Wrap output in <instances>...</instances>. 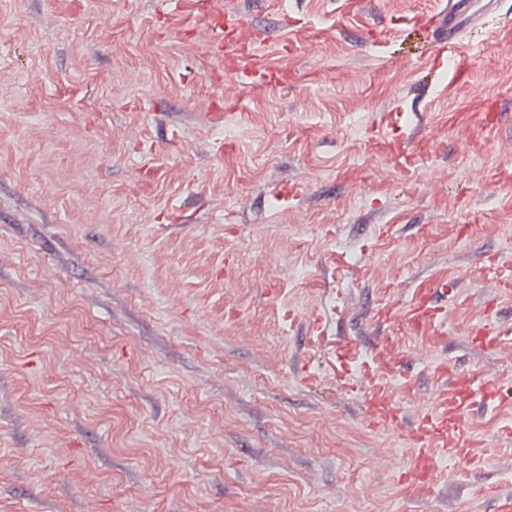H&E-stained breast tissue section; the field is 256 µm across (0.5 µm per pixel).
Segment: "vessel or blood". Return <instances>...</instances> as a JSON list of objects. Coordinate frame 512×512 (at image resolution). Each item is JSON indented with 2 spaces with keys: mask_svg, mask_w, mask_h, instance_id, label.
I'll use <instances>...</instances> for the list:
<instances>
[{
  "mask_svg": "<svg viewBox=\"0 0 512 512\" xmlns=\"http://www.w3.org/2000/svg\"><path fill=\"white\" fill-rule=\"evenodd\" d=\"M484 0H453L448 13V39L456 41L460 26L474 22ZM164 15L181 19L190 29L204 28L212 36L217 63L215 72L246 85H257L269 79L287 78V70L260 67L256 58L262 47H279L288 40L287 25L275 30H261L246 18H230L216 0H166ZM484 268L499 276V294H512V257L488 253L481 257ZM455 283L430 278L410 285L408 300L400 309L379 310L381 320L398 321L406 331L424 342H439L448 311L436 303L437 295L454 296ZM471 344L492 351L501 350L506 338L503 331L489 324L473 326ZM405 357L391 337H380L371 361L362 362L356 381L347 382L361 405L368 425L373 429H403L400 408L391 393L375 383L376 376H401ZM434 374L441 380L434 407L421 414L419 424L409 432L410 463L402 480L419 492L431 491L440 458L448 457L463 464L473 463L478 446L473 437L469 415L475 405L502 397L499 379L478 372L457 370L454 365L440 363Z\"/></svg>",
  "mask_w": 512,
  "mask_h": 512,
  "instance_id": "b4317fda",
  "label": "vessel or blood"
}]
</instances>
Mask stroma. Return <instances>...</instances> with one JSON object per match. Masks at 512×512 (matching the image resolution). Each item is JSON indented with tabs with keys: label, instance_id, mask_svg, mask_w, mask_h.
Here are the masks:
<instances>
[{
	"label": "stroma",
	"instance_id": "35a3bbf8",
	"mask_svg": "<svg viewBox=\"0 0 512 512\" xmlns=\"http://www.w3.org/2000/svg\"><path fill=\"white\" fill-rule=\"evenodd\" d=\"M159 2L0 0V512H500L512 436L487 408L479 468L442 460L419 496L336 367L393 337L410 419L421 354L512 380V350L467 338L512 329L477 271L512 253V0L464 30L460 83L428 27L449 0H288L258 62L289 80L256 87L215 82ZM419 134L406 178L372 147ZM433 277L458 299L427 350L375 314ZM506 334L490 324L475 325L469 331L471 344L482 349L499 351L505 344Z\"/></svg>",
	"mask_w": 512,
	"mask_h": 512
}]
</instances>
